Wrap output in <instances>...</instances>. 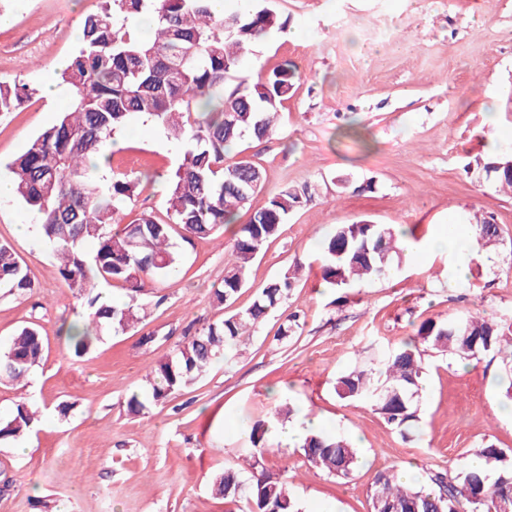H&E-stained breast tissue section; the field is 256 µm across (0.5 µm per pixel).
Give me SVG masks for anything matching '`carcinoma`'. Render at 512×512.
Wrapping results in <instances>:
<instances>
[{
	"mask_svg": "<svg viewBox=\"0 0 512 512\" xmlns=\"http://www.w3.org/2000/svg\"><path fill=\"white\" fill-rule=\"evenodd\" d=\"M243 11L215 14L210 0H104L85 17L81 45L61 79L73 91L59 121L33 138L10 165L17 197L32 211L40 233L52 247L54 274L86 305L84 331L68 332L74 356L87 354L103 337L123 333L147 311L151 284L179 272L180 255L172 237L191 243L233 223L237 211L263 184L262 168L247 157L230 156L249 136L262 140L275 132L274 118L293 89L297 70L284 64L252 81L241 74L243 54L284 22L268 9L256 10L241 0ZM148 11L156 27L145 39L129 21ZM187 61H182L186 51ZM239 75L238 85L224 92L226 80ZM29 95L25 84L0 83V114L13 112ZM134 116L162 127L181 143L183 161L167 179L168 220L144 213L122 223V208L134 196L137 182L109 170L99 176L88 157L105 152L107 142ZM475 164L501 188L512 191V155L478 157ZM312 189L285 188L256 211L234 234L224 265V280L215 291L220 304L230 305L247 285L250 267L265 244L279 232L293 211L312 201ZM483 245L498 238V227L477 221ZM406 249L394 228L361 220L339 226L320 242L323 284L343 289L362 281L389 277L393 255ZM289 272L258 289L252 305L220 323L201 328L168 360L152 367L149 390L131 395L127 412L140 413L146 404H160L188 388L218 359L230 364L246 336L281 307L293 287ZM123 283L131 302L113 305L97 291L101 285ZM0 288L25 293L33 282L13 250L0 244ZM417 342L389 351L381 366L352 370L336 381V394L364 401L386 422L402 431L416 421L413 396L422 388L423 359L428 351L463 360L486 352L502 355L505 395L512 399V324L463 314L446 323L427 320ZM37 329L22 328L0 354V382L23 379L43 357ZM276 409L263 423L242 427L251 445L254 471L247 480L227 468L211 479L213 493L224 502H243L248 512H299L288 494V469L273 474L261 460L271 447L266 434L279 420ZM38 421L37 411L22 403L0 418V439L17 441ZM301 448L308 464L347 477L357 452L344 436L314 434ZM482 471L464 469L430 473L429 487L402 484L398 469L381 471L372 485V512H451L461 503L469 512H492L497 496L512 497V463L493 444L476 450Z\"/></svg>",
	"mask_w": 512,
	"mask_h": 512,
	"instance_id": "1",
	"label": "carcinoma"
}]
</instances>
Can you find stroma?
Here are the masks:
<instances>
[{"mask_svg": "<svg viewBox=\"0 0 512 512\" xmlns=\"http://www.w3.org/2000/svg\"><path fill=\"white\" fill-rule=\"evenodd\" d=\"M100 0H0V82L31 88L0 116V174L63 102L43 92L74 56L85 17ZM286 20L243 57L252 71L295 64L298 78L280 109L278 132L241 147L264 183L232 225L192 243L177 242L178 276L155 284L160 306L125 333L77 357L66 338L83 307L53 272L55 258L18 199L0 203V243L11 246L33 291L0 289V352L18 329L35 325L43 358L24 383L0 384V418L17 404L43 414L23 443L0 442V512H227L209 488L226 468L250 478V443L239 424L281 422L309 412L348 437L358 462L346 477L310 467L299 446L275 442L263 464L289 470L301 512H371L378 471L420 473L466 468L476 448L512 451V416L500 385V358L468 367L427 353L419 421L392 429L368 404L341 399L336 380L373 367L426 320L466 311L512 321V195L474 166L480 156L512 152V0H255ZM112 167L138 183L124 223L142 212L167 217L166 176L180 147L155 126L132 119L116 136ZM310 186L311 203L291 213L251 266L248 288L231 305L214 291L224 279V247L236 226L287 187ZM499 228L465 278L448 253L403 251L392 274L337 292L324 288L317 245L337 226L367 219L413 228L417 240L456 224L459 250L478 239L477 219ZM296 271L279 311L246 337L233 363L215 362L189 388L139 415L127 398L143 391L149 366L174 355L187 335L250 306L267 281ZM299 325L279 339L289 314ZM68 405L59 413V405Z\"/></svg>", "mask_w": 512, "mask_h": 512, "instance_id": "1", "label": "stroma"}]
</instances>
